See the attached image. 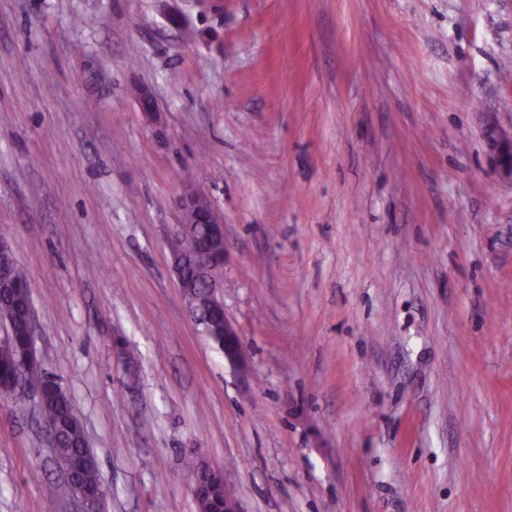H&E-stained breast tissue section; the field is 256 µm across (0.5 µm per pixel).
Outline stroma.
Masks as SVG:
<instances>
[{"label": "stroma", "instance_id": "35a3bbf8", "mask_svg": "<svg viewBox=\"0 0 512 512\" xmlns=\"http://www.w3.org/2000/svg\"><path fill=\"white\" fill-rule=\"evenodd\" d=\"M508 64L512 0H0V240L105 512H198L193 457L243 512H512ZM186 177L242 370L172 272ZM74 510L0 397V512ZM179 205L183 213V221L177 232L171 237L170 245L174 242H186L192 246L204 243L202 239L192 236L190 224H207V237H222L224 239L223 221L213 210L210 202L205 201L193 185H185L179 198ZM208 336V335H206ZM213 340V343L224 352V358L230 364L237 368L244 369L246 367V357L241 345L240 335L228 319L224 311V335L222 336H208Z\"/></svg>", "mask_w": 512, "mask_h": 512}]
</instances>
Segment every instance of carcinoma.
Listing matches in <instances>:
<instances>
[{
  "label": "carcinoma",
  "mask_w": 512,
  "mask_h": 512,
  "mask_svg": "<svg viewBox=\"0 0 512 512\" xmlns=\"http://www.w3.org/2000/svg\"><path fill=\"white\" fill-rule=\"evenodd\" d=\"M217 253L216 244L193 252L186 274L193 277L215 268ZM21 279L23 276L12 252L0 249V324L4 325L8 340V343L0 344V392L15 398L19 393L13 379L31 339L25 317V309L31 303V286L27 282L18 286ZM27 372L30 377L43 378L49 383V395L42 410L55 440L57 455L63 460L74 455L82 456L83 465L76 474V482L86 491L95 492L100 484L98 463L94 453L87 448L82 423L69 397L41 365H33ZM233 495L235 492L230 487L218 486L212 494L198 498L199 512H224V497Z\"/></svg>",
  "instance_id": "obj_1"
}]
</instances>
